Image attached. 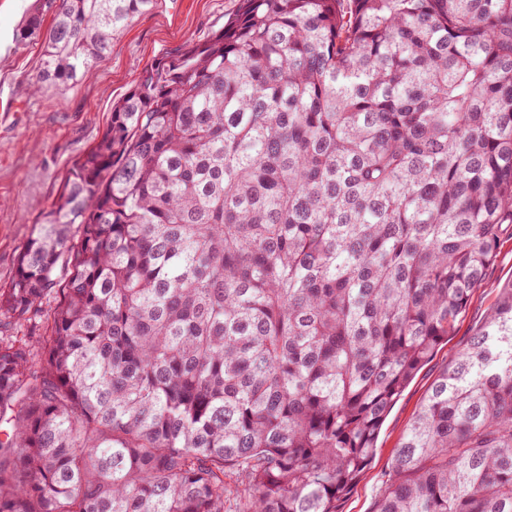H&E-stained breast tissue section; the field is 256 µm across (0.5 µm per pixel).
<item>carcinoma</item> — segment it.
Segmentation results:
<instances>
[{"mask_svg":"<svg viewBox=\"0 0 512 512\" xmlns=\"http://www.w3.org/2000/svg\"><path fill=\"white\" fill-rule=\"evenodd\" d=\"M152 4L42 0L30 91ZM505 224L512 0H241L113 102L20 249L0 512H342ZM377 512H512V283Z\"/></svg>","mask_w":512,"mask_h":512,"instance_id":"obj_1","label":"carcinoma"}]
</instances>
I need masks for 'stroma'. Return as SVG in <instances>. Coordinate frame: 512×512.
Listing matches in <instances>:
<instances>
[{
	"mask_svg": "<svg viewBox=\"0 0 512 512\" xmlns=\"http://www.w3.org/2000/svg\"><path fill=\"white\" fill-rule=\"evenodd\" d=\"M37 0H0V94L17 109L0 112V289L17 269L22 245L40 224L74 161L99 138L114 100L162 57L223 26L240 0H156L138 15L109 60L84 80L61 90L45 84L28 92L39 68L40 48L20 46L14 31ZM512 282V228L501 234L498 258L474 288L456 330L417 372L386 417L373 462L347 496L342 512H376L392 455L439 373L468 345Z\"/></svg>",
	"mask_w": 512,
	"mask_h": 512,
	"instance_id": "stroma-1",
	"label": "stroma"
}]
</instances>
